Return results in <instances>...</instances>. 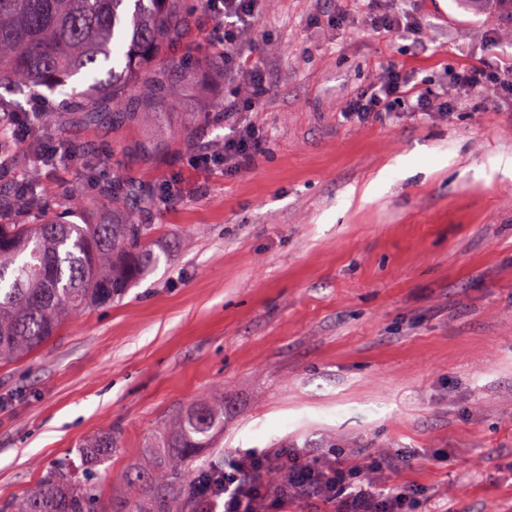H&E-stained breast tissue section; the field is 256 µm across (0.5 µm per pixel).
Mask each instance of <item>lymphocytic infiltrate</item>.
I'll return each instance as SVG.
<instances>
[{
  "label": "lymphocytic infiltrate",
  "instance_id": "lymphocytic-infiltrate-1",
  "mask_svg": "<svg viewBox=\"0 0 512 512\" xmlns=\"http://www.w3.org/2000/svg\"><path fill=\"white\" fill-rule=\"evenodd\" d=\"M447 92L431 91L408 81L399 66L390 63L376 86L346 107L356 119L366 120L400 105L409 112H426ZM400 454L374 456L368 470L314 458L293 448L231 453L224 473L209 487L206 512H282L291 497L318 499L330 512H415L413 490L387 487L380 474L394 471Z\"/></svg>",
  "mask_w": 512,
  "mask_h": 512
}]
</instances>
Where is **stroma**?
<instances>
[{
    "label": "stroma",
    "instance_id": "1",
    "mask_svg": "<svg viewBox=\"0 0 512 512\" xmlns=\"http://www.w3.org/2000/svg\"><path fill=\"white\" fill-rule=\"evenodd\" d=\"M392 12L414 28L377 32ZM187 52L198 74L159 102L164 129L71 121L54 143L43 177L79 192L82 215L116 174L174 198L150 218L159 261L124 298L0 361V506L108 432L104 510L210 397L224 434L199 467L236 448L353 468L401 450L394 481L420 487L422 512H512V98L487 83L427 119L342 115L391 62L432 90L499 69L512 0H256L229 45L201 0ZM223 55L224 73L211 65ZM234 127L260 151L197 163Z\"/></svg>",
    "mask_w": 512,
    "mask_h": 512
}]
</instances>
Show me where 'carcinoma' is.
I'll list each match as a JSON object with an SVG mask.
<instances>
[{"instance_id": "1", "label": "carcinoma", "mask_w": 512, "mask_h": 512, "mask_svg": "<svg viewBox=\"0 0 512 512\" xmlns=\"http://www.w3.org/2000/svg\"><path fill=\"white\" fill-rule=\"evenodd\" d=\"M193 10L189 0H0V87L46 100L63 96L39 117L43 136L56 139L55 112L89 123L156 122L153 96L195 70L168 57L183 39ZM148 74L150 93L132 100L130 83ZM43 158L14 181L0 173V359L23 358L54 336L68 316L89 305L122 298L157 261L148 223L167 198L132 177L97 184L100 209L77 224L67 196L46 183ZM224 432V401H202L168 432L150 464L133 467V494L98 508L90 471L112 454V434L81 446L86 470L67 464L46 469L40 483L6 512H202L207 472L188 474L201 449Z\"/></svg>"}]
</instances>
